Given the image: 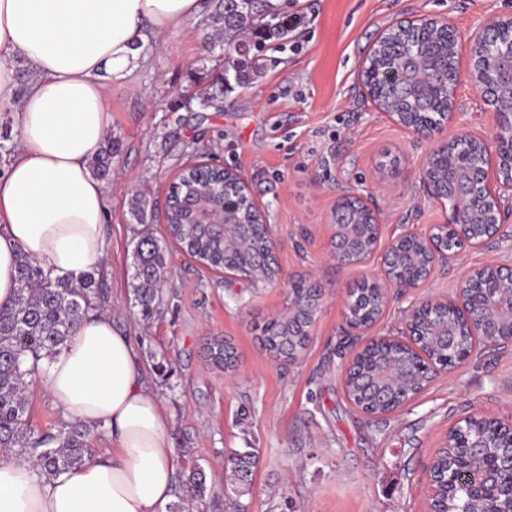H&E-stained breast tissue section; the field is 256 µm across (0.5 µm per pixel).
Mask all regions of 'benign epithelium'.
I'll use <instances>...</instances> for the list:
<instances>
[{
  "instance_id": "1",
  "label": "benign epithelium",
  "mask_w": 512,
  "mask_h": 512,
  "mask_svg": "<svg viewBox=\"0 0 512 512\" xmlns=\"http://www.w3.org/2000/svg\"><path fill=\"white\" fill-rule=\"evenodd\" d=\"M422 38L442 32L448 38L449 83L443 99L448 101V113H453L456 103V84L458 80L459 56L462 46L456 30L451 23L434 18L420 17L406 24ZM495 46L512 55V16H495L471 39L467 49L469 58V79L472 88L478 92L486 103L495 120L492 138L483 136H457L452 145L474 140L484 147L479 170L478 193L471 200L469 207L459 206L448 194V190L430 173L442 151L433 152L422 172L421 182L426 195L437 202L444 214L442 224H433L428 232L421 234L405 230L388 245L382 255V281H372L363 285L364 295L374 303L377 316L360 323H349L350 330L362 335L380 319V315L391 300V288L415 289L424 285L439 265H446L456 257V251L448 246V237L456 235L469 238V243L480 247L502 231L501 207L504 202H512V179L501 176L500 167L506 163L512 166V110L506 112L496 104L497 95L494 85L477 75L481 54L487 47ZM361 214L360 223L351 224L346 218L341 205H336L334 224L330 225L332 257L349 265L364 263L379 247L381 224L377 212L362 199H357ZM495 210L496 223L473 224V213L483 214ZM217 216H224V199H215L210 208L201 212L197 221L210 224ZM257 229L264 240V248L248 258L245 263H225L224 275L245 276L256 283H269L275 279V270L269 265L268 256L274 254L275 241L271 236L270 225L266 218L260 223L227 224L224 228L225 242L231 251L243 250L247 240L240 236L242 232ZM305 283L296 282L291 286L292 302L288 308V325L313 324L320 308V295L314 300H307ZM440 310L450 317L455 329L445 340L446 345L454 343L456 336L470 337L466 356L485 347L505 348L512 346V268L497 262L470 271L462 280L455 297L444 300H427L411 306L406 311L405 327L400 336H384L367 341L354 355L349 363L357 367L361 361L374 351H382L389 344L409 347L418 355L417 369L423 375H430L438 370L447 369V365L430 356L424 341L426 335L427 315ZM360 392L370 393L373 398L384 401L382 409L373 407L353 398L350 403L373 417L384 419L411 403L418 395L416 390H398L387 392L365 373H360ZM485 429L497 435L500 447L509 449V453L499 459H485L472 465L481 448L479 435L469 437L470 429ZM448 449V465L455 470L460 466L472 468V491L477 495L507 493L512 496V415L501 418L497 416L467 415L460 418L449 430L445 444ZM445 488H452L451 475L439 474L429 470V497L436 500Z\"/></svg>"
}]
</instances>
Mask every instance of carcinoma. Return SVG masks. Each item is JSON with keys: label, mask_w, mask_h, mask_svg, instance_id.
<instances>
[{"label": "carcinoma", "mask_w": 512, "mask_h": 512, "mask_svg": "<svg viewBox=\"0 0 512 512\" xmlns=\"http://www.w3.org/2000/svg\"><path fill=\"white\" fill-rule=\"evenodd\" d=\"M206 41L217 53L201 60V69L213 75L211 91L198 97L203 109L217 108L224 92L245 87L258 77L260 53L274 42L292 37L296 20L272 0H216L210 16ZM448 42L424 44L408 29H392L376 44L370 59L386 75L377 94L389 112H408L416 123L437 124L446 118L443 105L428 91L424 104L413 103L406 86L412 59L424 57L432 82L448 80L445 67ZM120 143L109 139L93 160V172L107 180ZM224 198V213L238 224L256 223L257 212L249 196L224 171L211 169L210 178L199 175V167L184 170L170 187L166 213L169 237L188 255L214 271L224 270V225L192 224L196 206L213 196ZM133 219L146 223L145 198L135 193L129 198ZM166 247L152 234L142 235L134 247L132 288L141 313H153L159 288L167 279ZM18 288L14 303L0 309V450L21 451L34 460L39 474L57 476L83 465L92 455L91 430L79 421H66L56 432L37 433L28 422L29 402L26 376L21 369L26 358L38 361L59 353L74 332L77 321L90 311L105 306L107 294L103 276L92 270L74 281L53 278L23 253L17 259ZM308 336L288 330V321L265 329L263 346L276 357H289L290 349L302 348ZM210 360L227 367L236 360L234 347L216 339L209 347ZM232 472L242 483L248 481L256 464L254 449L236 452L230 459ZM452 492H443L447 512H512V497L488 499L471 494L464 470L454 473ZM188 498L170 507V512H188L207 491L204 470L196 468L186 479Z\"/></svg>", "instance_id": "1"}]
</instances>
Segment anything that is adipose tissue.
Wrapping results in <instances>:
<instances>
[{
	"instance_id": "obj_1",
	"label": "adipose tissue",
	"mask_w": 512,
	"mask_h": 512,
	"mask_svg": "<svg viewBox=\"0 0 512 512\" xmlns=\"http://www.w3.org/2000/svg\"><path fill=\"white\" fill-rule=\"evenodd\" d=\"M201 0H0V112L18 145L0 168V307L16 296L18 253L54 277L79 278L108 258V189L91 162L109 128L108 75L131 74L149 41L186 25ZM33 74L27 86L18 66ZM67 418L111 429L114 448L48 479L0 458V512H165L177 458L171 427L135 343L107 314L83 319L40 360Z\"/></svg>"
}]
</instances>
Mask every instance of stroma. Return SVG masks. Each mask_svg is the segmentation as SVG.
Here are the masks:
<instances>
[{
    "label": "stroma",
    "mask_w": 512,
    "mask_h": 512,
    "mask_svg": "<svg viewBox=\"0 0 512 512\" xmlns=\"http://www.w3.org/2000/svg\"><path fill=\"white\" fill-rule=\"evenodd\" d=\"M303 23L264 53L247 87L225 92L222 109L195 98L207 79L205 16L146 48L145 63L113 77L112 139L121 144L107 180L109 256L102 265L107 313L133 336L145 378L172 423L178 473L201 468L208 490L193 512H428L430 466L461 415L512 413V348L480 349L433 375L408 406L379 420L349 402L345 368L363 339L350 335L344 304L380 278V254L352 266L331 256L337 201L361 196L380 213L381 242L444 221L420 186L431 153L455 134L488 135L494 117L460 76L452 123L419 135L394 123L367 93L360 71L379 36L399 21H451L468 39L489 18L512 15V0H277ZM392 160L381 168L382 160ZM194 164H219L243 178L272 226L278 274L256 283L224 277L171 243L165 212L171 183ZM149 201L134 221L131 192ZM167 243V282L151 318L132 300V250L142 232ZM512 266V219L482 248L462 247L422 287L393 289L370 337L397 334L407 308L454 296L465 274L487 262ZM305 279L322 294L309 341L294 360L271 355L261 338L286 313L290 285ZM236 349L233 368L215 365L214 339ZM164 363L166 375L156 365ZM254 449L247 485L229 465Z\"/></svg>",
    "instance_id": "stroma-1"
}]
</instances>
